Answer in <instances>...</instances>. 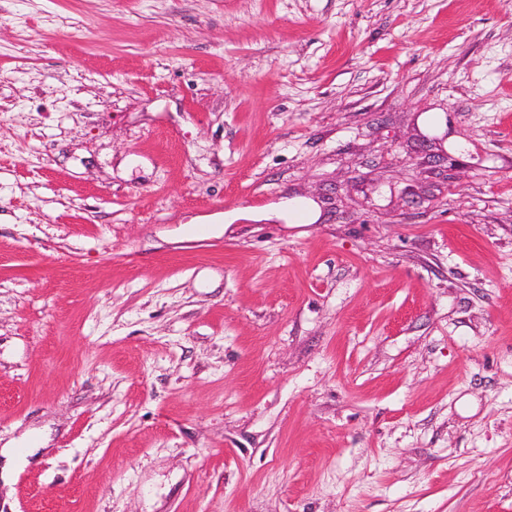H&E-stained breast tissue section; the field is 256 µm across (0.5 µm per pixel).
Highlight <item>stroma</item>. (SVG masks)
Instances as JSON below:
<instances>
[{
  "instance_id": "1",
  "label": "stroma",
  "mask_w": 512,
  "mask_h": 512,
  "mask_svg": "<svg viewBox=\"0 0 512 512\" xmlns=\"http://www.w3.org/2000/svg\"><path fill=\"white\" fill-rule=\"evenodd\" d=\"M40 442L0 512H512V0H0ZM320 211L311 199L293 200L288 207V217L295 224H313L319 219Z\"/></svg>"
}]
</instances>
